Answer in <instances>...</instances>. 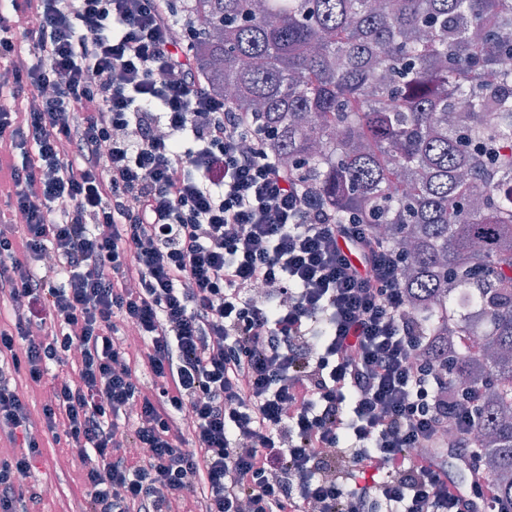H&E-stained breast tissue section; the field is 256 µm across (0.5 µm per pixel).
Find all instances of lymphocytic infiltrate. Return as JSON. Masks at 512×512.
Masks as SVG:
<instances>
[{
	"instance_id": "obj_1",
	"label": "lymphocytic infiltrate",
	"mask_w": 512,
	"mask_h": 512,
	"mask_svg": "<svg viewBox=\"0 0 512 512\" xmlns=\"http://www.w3.org/2000/svg\"><path fill=\"white\" fill-rule=\"evenodd\" d=\"M30 13L33 63L0 70V141L26 156L0 212V435L19 449L0 512H31L40 454L10 374L38 384L52 363L42 420L86 463L80 512H512L494 481L449 471L480 455L484 389L426 356L404 254L210 93L194 17L7 0L0 60Z\"/></svg>"
}]
</instances>
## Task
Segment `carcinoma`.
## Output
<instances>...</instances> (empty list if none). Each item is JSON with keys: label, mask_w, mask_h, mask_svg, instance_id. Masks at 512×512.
Wrapping results in <instances>:
<instances>
[{"label": "carcinoma", "mask_w": 512, "mask_h": 512, "mask_svg": "<svg viewBox=\"0 0 512 512\" xmlns=\"http://www.w3.org/2000/svg\"><path fill=\"white\" fill-rule=\"evenodd\" d=\"M211 92L271 131V151L344 215L405 252L409 305L457 354L464 288L486 311L480 465L512 500V0H187ZM492 111L487 127L479 114Z\"/></svg>", "instance_id": "obj_1"}]
</instances>
